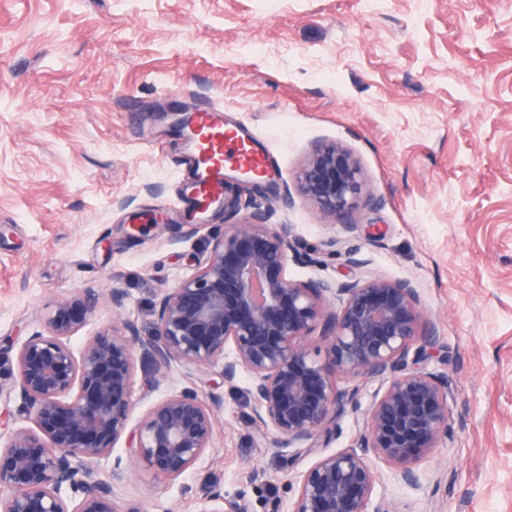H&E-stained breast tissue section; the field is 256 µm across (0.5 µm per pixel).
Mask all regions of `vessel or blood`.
Returning a JSON list of instances; mask_svg holds the SVG:
<instances>
[{"label":"vessel or blood","mask_w":512,"mask_h":512,"mask_svg":"<svg viewBox=\"0 0 512 512\" xmlns=\"http://www.w3.org/2000/svg\"><path fill=\"white\" fill-rule=\"evenodd\" d=\"M224 109L216 104L198 108L189 130L192 161L185 177L184 198L197 220L224 200L227 172L273 180L277 171L256 135L226 125Z\"/></svg>","instance_id":"vessel-or-blood-1"}]
</instances>
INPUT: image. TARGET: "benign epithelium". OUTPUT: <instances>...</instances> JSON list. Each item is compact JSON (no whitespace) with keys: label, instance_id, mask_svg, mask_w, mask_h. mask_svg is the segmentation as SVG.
Masks as SVG:
<instances>
[{"label":"benign epithelium","instance_id":"benign-epithelium-1","mask_svg":"<svg viewBox=\"0 0 512 512\" xmlns=\"http://www.w3.org/2000/svg\"><path fill=\"white\" fill-rule=\"evenodd\" d=\"M340 236L346 265L364 266L354 214L363 194L361 168L342 145L313 148L297 175ZM250 181L224 180V213L250 210L243 224H226L195 272L165 290L152 314L156 338L146 341L137 320L100 331L76 351L75 309L92 313L96 294L60 299L47 308L44 329L20 345L0 344V398L18 401L31 422L0 444V512H120L112 483L94 466L127 438L155 477L173 481L196 465L214 442L219 387L249 373L254 407L247 420L275 448L315 461L297 481L290 512H392L373 503L377 461L399 481L418 486L413 463L429 456L451 433L448 376L427 369L433 331L423 321L418 288L382 276L298 282L289 257L297 239L267 223V210L244 196ZM339 301V307L331 302ZM318 333L325 357L313 356ZM158 374L175 365L190 370L188 385L152 404L134 428L136 359ZM210 377L209 400L197 381ZM381 382L349 445L324 448L336 422L359 409L358 389L339 380ZM202 512H249L244 496L228 500L219 484L204 493Z\"/></svg>","mask_w":512,"mask_h":512}]
</instances>
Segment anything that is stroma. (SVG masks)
<instances>
[{
  "label": "stroma",
  "instance_id": "stroma-1",
  "mask_svg": "<svg viewBox=\"0 0 512 512\" xmlns=\"http://www.w3.org/2000/svg\"><path fill=\"white\" fill-rule=\"evenodd\" d=\"M204 100L261 135L281 169L256 195L302 243L292 278L349 273L296 190L311 147L336 141L363 173L357 276L420 293L427 366L452 382V433L416 462L419 489L378 464L374 501L512 512V0H0L1 340L22 341L52 302L89 289L101 298L74 348L125 317L154 337L158 296L224 227L211 211L184 237L189 157L158 113ZM182 383L178 368L136 369L133 418ZM248 387L244 373L225 388L212 448L176 481L119 441L103 472L120 512H202L213 481L249 512H290L311 460L246 422Z\"/></svg>",
  "mask_w": 512,
  "mask_h": 512
}]
</instances>
